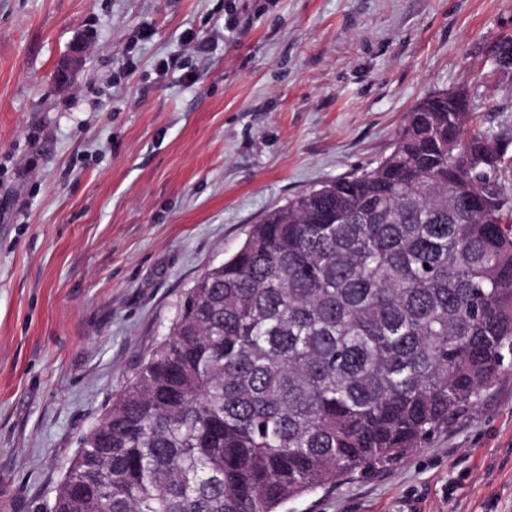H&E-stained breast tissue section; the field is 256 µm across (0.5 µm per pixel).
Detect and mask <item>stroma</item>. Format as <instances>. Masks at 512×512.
I'll return each instance as SVG.
<instances>
[{
    "mask_svg": "<svg viewBox=\"0 0 512 512\" xmlns=\"http://www.w3.org/2000/svg\"><path fill=\"white\" fill-rule=\"evenodd\" d=\"M507 35L512 0H0V512H45L186 289L375 167L416 99L466 89L512 132ZM288 512H512V371Z\"/></svg>",
    "mask_w": 512,
    "mask_h": 512,
    "instance_id": "stroma-1",
    "label": "stroma"
}]
</instances>
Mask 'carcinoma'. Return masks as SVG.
<instances>
[{
	"label": "carcinoma",
	"instance_id": "carcinoma-1",
	"mask_svg": "<svg viewBox=\"0 0 512 512\" xmlns=\"http://www.w3.org/2000/svg\"><path fill=\"white\" fill-rule=\"evenodd\" d=\"M415 101L389 154L267 211L177 305L49 512H283L512 370V134Z\"/></svg>",
	"mask_w": 512,
	"mask_h": 512
}]
</instances>
